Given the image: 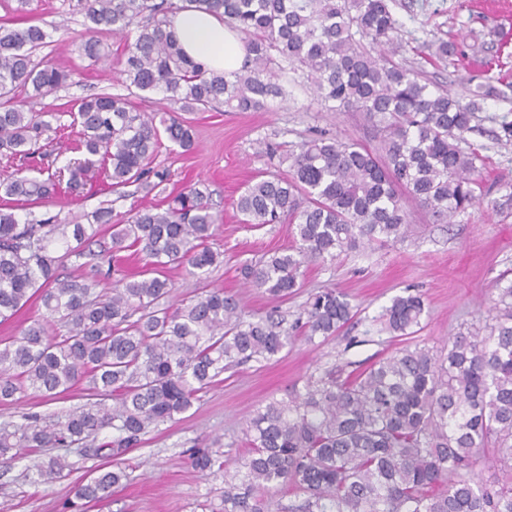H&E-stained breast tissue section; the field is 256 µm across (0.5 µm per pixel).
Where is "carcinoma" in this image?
Segmentation results:
<instances>
[{
    "label": "carcinoma",
    "mask_w": 512,
    "mask_h": 512,
    "mask_svg": "<svg viewBox=\"0 0 512 512\" xmlns=\"http://www.w3.org/2000/svg\"><path fill=\"white\" fill-rule=\"evenodd\" d=\"M191 8L224 20L241 36L242 69L215 72L184 53L170 17ZM84 15L81 49L99 59L94 35L125 39L121 76L127 91L160 93L183 111L222 104L260 112L284 94L277 72L302 69L330 111L363 112L379 133L374 151L355 140L319 134L288 145V173L254 179L236 202L244 223L292 225L296 245L242 266L246 283L271 301L301 287L303 268L344 250L396 242L412 232L411 199L441 223L473 206L483 156L468 143L478 100L497 94L478 86L464 102L434 87L422 72L393 58L397 21L388 0H77ZM39 25L0 23V156L12 172L0 180V321L32 299L57 323H35L0 342V403L31 389L58 397L83 380L94 401L61 420L37 415L0 428V458L22 449L63 448L112 427V441L92 455L115 464L74 491L72 512H84L120 485L117 461L149 429L188 412L229 366L270 359L291 340L275 311L247 319L221 289L200 288L170 302V266L199 280L224 262L212 246V191L167 188L169 172L152 167L162 138L186 153L191 126L178 113L160 119L137 111L130 96L97 94L66 112H32L26 100L55 93L70 70L36 51L49 44ZM78 129L77 168L56 166L40 144ZM101 161L112 191L155 198L121 216L109 206L67 224L56 215L19 222L8 202L38 205L83 193L81 175ZM36 170L39 176L30 172ZM135 249V274L122 269ZM84 273L64 277L70 260ZM487 335L469 331L448 352L406 345L346 377L334 369L310 378L304 391L257 409L246 430L245 473L224 478V452L200 448L192 465L224 479L221 512H512V283H496ZM421 296H397L382 315L398 337L421 324ZM309 338L336 335L353 317L346 296L325 289L306 307ZM499 463L474 479L480 451ZM64 457L37 466L36 480L60 478ZM298 500L272 507V487Z\"/></svg>",
    "instance_id": "cac0c4a2"
}]
</instances>
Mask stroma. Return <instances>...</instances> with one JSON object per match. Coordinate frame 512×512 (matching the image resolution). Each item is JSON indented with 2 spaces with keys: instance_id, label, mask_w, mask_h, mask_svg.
Listing matches in <instances>:
<instances>
[{
  "instance_id": "35a3bbf8",
  "label": "stroma",
  "mask_w": 512,
  "mask_h": 512,
  "mask_svg": "<svg viewBox=\"0 0 512 512\" xmlns=\"http://www.w3.org/2000/svg\"><path fill=\"white\" fill-rule=\"evenodd\" d=\"M61 3L32 0L30 13L19 15L15 0H0V19H10L18 28L37 24L51 30L45 54L74 71L65 87L29 101V109L36 112L62 111L91 94L125 91L118 63L123 37L98 33L105 57H86L75 39L83 30V18L63 13ZM389 6L401 24L399 60L422 70L431 84L464 98L487 81L504 92L503 97L484 100L478 126L468 136L484 157L476 174L482 186L478 203L448 224L434 223L422 207L409 203L414 228L410 237L309 264L300 293L279 306L284 328L305 321L309 295L326 288L346 295L356 310L351 322L330 339L300 335L270 361L225 370L187 413L160 425L124 455L126 482L89 512H214L222 505L224 483L193 467L196 449L221 440L226 469L242 470L247 425L269 401L303 390L310 377L326 370L366 368L409 342L436 355L447 353L459 333L488 324L492 283L501 276L512 279V212H499L495 206L499 185L512 182V141L501 131L502 122L512 121V0H390ZM442 41L455 45V55L446 62L430 61ZM281 83L284 96L261 112H227L218 106L188 113L195 149L183 154L164 146L153 161L170 170L172 186L203 182L212 190L221 216L213 243L223 250L224 262L212 269L206 283L234 295L247 315L265 314L271 302L261 290L245 285L243 263L295 245L288 225L254 230L242 224L236 210L238 196L256 174L288 171L280 156L258 154V142L285 145L325 132L370 148L378 145L364 113L326 111L305 75L287 76ZM86 178L95 185V195L59 197L49 211L75 223L106 201L121 213L141 203L132 196L117 199L99 168L89 169ZM417 292L425 303L420 330L409 339L390 335L383 328L382 312L394 297ZM85 401L79 385L54 400L29 390L14 404L0 406V427L22 423L31 414L54 419ZM66 454L75 469L65 477L39 482L35 466L48 459V451L25 450L14 459L0 460V512H65L74 486L88 479L99 463L81 447L67 448Z\"/></svg>"
}]
</instances>
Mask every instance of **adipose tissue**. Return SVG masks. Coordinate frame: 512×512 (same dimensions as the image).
Wrapping results in <instances>:
<instances>
[{
  "instance_id": "1",
  "label": "adipose tissue",
  "mask_w": 512,
  "mask_h": 512,
  "mask_svg": "<svg viewBox=\"0 0 512 512\" xmlns=\"http://www.w3.org/2000/svg\"><path fill=\"white\" fill-rule=\"evenodd\" d=\"M170 28L190 58L203 61L214 70L241 68L245 47L218 17L203 10H187L172 18Z\"/></svg>"
}]
</instances>
